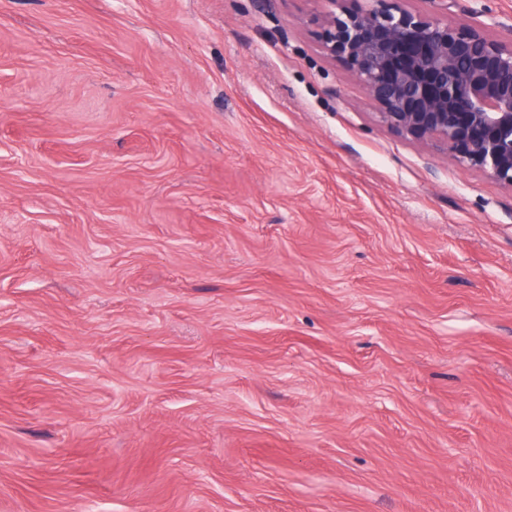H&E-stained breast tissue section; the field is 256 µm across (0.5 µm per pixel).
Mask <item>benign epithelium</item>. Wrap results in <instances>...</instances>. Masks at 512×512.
<instances>
[{"label":"benign epithelium","instance_id":"obj_1","mask_svg":"<svg viewBox=\"0 0 512 512\" xmlns=\"http://www.w3.org/2000/svg\"><path fill=\"white\" fill-rule=\"evenodd\" d=\"M330 6L322 48L381 108L380 117L427 146L512 189V39L448 22L453 0L431 13L404 0H371L360 12Z\"/></svg>","mask_w":512,"mask_h":512}]
</instances>
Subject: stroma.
<instances>
[{"instance_id": "stroma-1", "label": "stroma", "mask_w": 512, "mask_h": 512, "mask_svg": "<svg viewBox=\"0 0 512 512\" xmlns=\"http://www.w3.org/2000/svg\"><path fill=\"white\" fill-rule=\"evenodd\" d=\"M324 11L0 0V512H512V189Z\"/></svg>"}]
</instances>
